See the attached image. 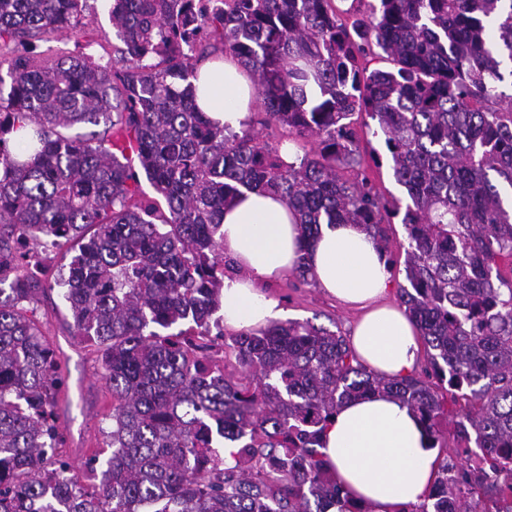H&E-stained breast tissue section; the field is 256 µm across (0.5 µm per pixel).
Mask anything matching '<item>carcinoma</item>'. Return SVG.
I'll return each instance as SVG.
<instances>
[{"label":"carcinoma","mask_w":512,"mask_h":512,"mask_svg":"<svg viewBox=\"0 0 512 512\" xmlns=\"http://www.w3.org/2000/svg\"><path fill=\"white\" fill-rule=\"evenodd\" d=\"M87 2L0 0V512H369L329 475L324 429L383 392L437 448L441 389L464 401L452 425L467 465L441 461L412 512H512V0H365L351 23L335 0H112V65L18 52L85 35ZM219 53L251 75L264 126L316 146L286 162L252 123L214 125L193 80ZM371 55L390 67L368 70ZM356 114L408 202L360 173ZM81 124L104 136L63 133ZM142 175L159 198L140 197ZM244 190L283 197L307 248L323 224H359L386 254L400 218L421 371L379 378L341 333L297 320L232 338L249 383L212 365L217 234ZM21 238L78 240L79 254L44 282ZM43 283L66 288L70 329L112 390L96 494L59 455L61 365L23 305Z\"/></svg>","instance_id":"cac0c4a2"}]
</instances>
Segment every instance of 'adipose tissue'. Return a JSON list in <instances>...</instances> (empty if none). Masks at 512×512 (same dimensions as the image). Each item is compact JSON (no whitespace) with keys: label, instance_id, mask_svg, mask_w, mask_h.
<instances>
[{"label":"adipose tissue","instance_id":"obj_1","mask_svg":"<svg viewBox=\"0 0 512 512\" xmlns=\"http://www.w3.org/2000/svg\"><path fill=\"white\" fill-rule=\"evenodd\" d=\"M197 103L219 126L239 130L255 92L232 56L198 69ZM221 249L235 270L225 275L221 312L228 330L260 329L279 316L259 283L285 277L306 259L318 286L348 307L361 309L351 329L357 359L374 374L403 378L420 358L416 326L404 308L386 303L385 260L357 224H325L303 248L293 211L274 194L246 191L224 209ZM322 453L331 477L370 512H404L434 483L435 449L409 407L382 394L345 401L324 430Z\"/></svg>","mask_w":512,"mask_h":512}]
</instances>
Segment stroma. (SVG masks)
Returning a JSON list of instances; mask_svg holds the SVG:
<instances>
[{
  "label": "stroma",
  "instance_id": "1",
  "mask_svg": "<svg viewBox=\"0 0 512 512\" xmlns=\"http://www.w3.org/2000/svg\"><path fill=\"white\" fill-rule=\"evenodd\" d=\"M263 292L278 300L285 320H308L344 333L357 316L317 286L300 284L292 276L264 286ZM34 307L39 325L62 363V384L54 407L64 437L61 452L92 492L101 475L93 471L90 462L105 461L110 454L112 393L104 379L101 355L91 343L71 334V312L61 287L40 295Z\"/></svg>",
  "mask_w": 512,
  "mask_h": 512
}]
</instances>
